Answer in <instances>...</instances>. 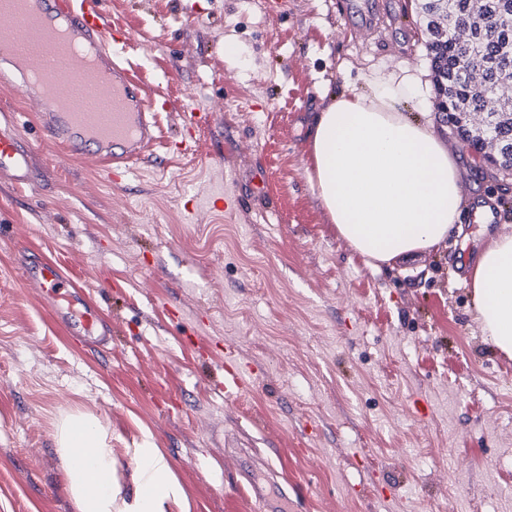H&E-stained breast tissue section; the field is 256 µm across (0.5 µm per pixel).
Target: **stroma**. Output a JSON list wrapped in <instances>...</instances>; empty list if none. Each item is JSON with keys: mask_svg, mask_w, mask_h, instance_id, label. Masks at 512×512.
Returning <instances> with one entry per match:
<instances>
[{"mask_svg": "<svg viewBox=\"0 0 512 512\" xmlns=\"http://www.w3.org/2000/svg\"><path fill=\"white\" fill-rule=\"evenodd\" d=\"M268 2L110 0L125 57L171 99L196 88L211 125L119 182L40 144L43 189L0 178V512H74L55 432L76 412L108 428L122 483L150 440L190 512H266L247 457L288 512H512V358L464 285L512 225V178L435 112L413 0H377L364 32L347 0ZM402 67L458 158L464 231L377 270L311 188L309 131L331 96ZM220 185L243 206L189 212ZM33 260L75 278L111 336H66L27 280ZM230 350L256 369L237 394Z\"/></svg>", "mask_w": 512, "mask_h": 512, "instance_id": "obj_1", "label": "stroma"}]
</instances>
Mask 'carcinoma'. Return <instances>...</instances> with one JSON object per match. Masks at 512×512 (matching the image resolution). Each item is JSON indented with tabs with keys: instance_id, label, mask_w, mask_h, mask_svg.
Here are the masks:
<instances>
[{
	"instance_id": "obj_1",
	"label": "carcinoma",
	"mask_w": 512,
	"mask_h": 512,
	"mask_svg": "<svg viewBox=\"0 0 512 512\" xmlns=\"http://www.w3.org/2000/svg\"><path fill=\"white\" fill-rule=\"evenodd\" d=\"M438 90L437 111L476 152L490 146L491 163L512 146V0H421ZM482 112L488 123L469 126Z\"/></svg>"
}]
</instances>
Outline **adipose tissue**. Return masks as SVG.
Masks as SVG:
<instances>
[{
  "instance_id": "1",
  "label": "adipose tissue",
  "mask_w": 512,
  "mask_h": 512,
  "mask_svg": "<svg viewBox=\"0 0 512 512\" xmlns=\"http://www.w3.org/2000/svg\"><path fill=\"white\" fill-rule=\"evenodd\" d=\"M414 74L366 78L313 118L309 181L330 223L372 266L391 265L447 248L461 229L459 164L435 126L411 118L419 97ZM468 286L488 341L512 357V232L492 235L478 253ZM65 487L76 512H190L169 461L150 443L133 449L132 485L116 478L111 436L91 414L57 427Z\"/></svg>"
}]
</instances>
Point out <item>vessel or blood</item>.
Here are the masks:
<instances>
[{"label":"vessel or blood","mask_w":512,"mask_h":512,"mask_svg":"<svg viewBox=\"0 0 512 512\" xmlns=\"http://www.w3.org/2000/svg\"><path fill=\"white\" fill-rule=\"evenodd\" d=\"M26 34L31 49L16 60L8 47ZM0 77L17 82L24 95L39 103L37 139L20 132L22 115L0 114V173L15 185L34 186L39 169L33 163L36 143L64 148L97 162L108 180L118 179L122 166L144 159L161 139L157 117L179 108L185 127L210 123L209 113L149 91L132 64L114 46L129 34H115L112 17L101 0H0ZM112 90V110L72 112L65 103L74 90L89 95ZM29 279L47 288L49 311L67 334H91L103 320L83 288L64 276L56 263L40 261L27 270Z\"/></svg>","instance_id":"vessel-or-blood-1"}]
</instances>
